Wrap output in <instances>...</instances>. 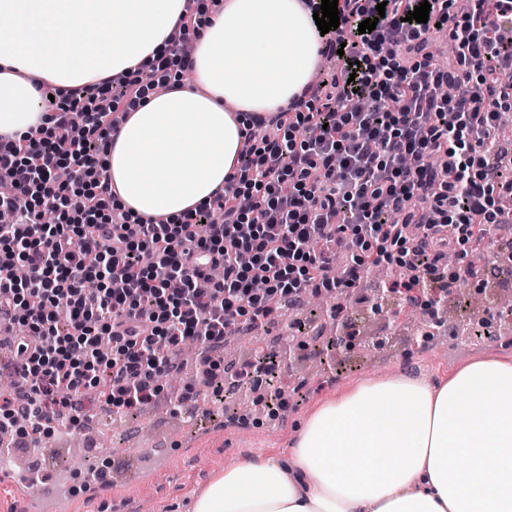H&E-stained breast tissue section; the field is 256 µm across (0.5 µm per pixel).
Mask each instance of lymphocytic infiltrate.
Segmentation results:
<instances>
[{
    "label": "lymphocytic infiltrate",
    "instance_id": "f902f5d3",
    "mask_svg": "<svg viewBox=\"0 0 512 512\" xmlns=\"http://www.w3.org/2000/svg\"><path fill=\"white\" fill-rule=\"evenodd\" d=\"M338 0L340 25L322 38L336 58L287 109L246 136L240 168L179 220H132L115 205L99 158L117 115L146 87L165 85L182 41L199 33V0L145 78L121 73L51 102L46 136H0V343L23 397L0 394V432L44 428L45 398L61 392L57 426L76 428L80 399L102 376L121 410L152 400L187 341L223 346L241 325L277 318L275 299L309 287L344 292L366 266L435 268L459 258L492 225L511 224L499 201L512 179L495 163L496 126L512 111V43L498 32L512 0ZM377 19L375 30L358 25ZM455 44L432 50L438 30ZM205 233H198V225ZM350 260L336 269L337 250Z\"/></svg>",
    "mask_w": 512,
    "mask_h": 512
}]
</instances>
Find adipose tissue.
Masks as SVG:
<instances>
[{"label":"adipose tissue","instance_id":"ef3b65f1","mask_svg":"<svg viewBox=\"0 0 512 512\" xmlns=\"http://www.w3.org/2000/svg\"><path fill=\"white\" fill-rule=\"evenodd\" d=\"M186 0H0V136L46 129L41 79L66 92L141 71ZM320 39L302 0H224L194 41L193 86L147 90L104 158L117 201L179 216L237 173L255 116L310 83ZM193 512H512V365L470 363L432 386L405 375L322 404L288 461L226 469Z\"/></svg>","mask_w":512,"mask_h":512}]
</instances>
